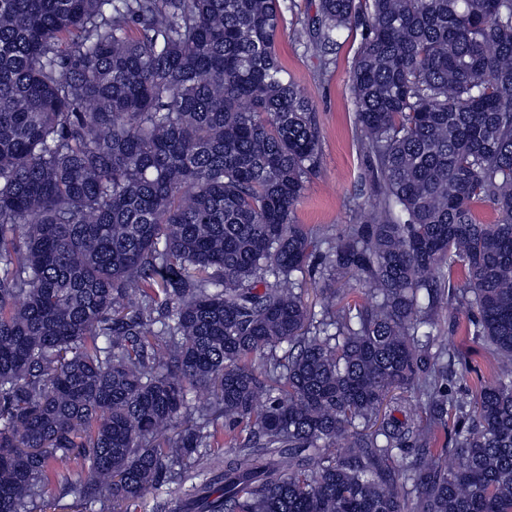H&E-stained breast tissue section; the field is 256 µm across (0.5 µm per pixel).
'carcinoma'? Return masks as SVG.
I'll use <instances>...</instances> for the list:
<instances>
[{"mask_svg": "<svg viewBox=\"0 0 512 512\" xmlns=\"http://www.w3.org/2000/svg\"><path fill=\"white\" fill-rule=\"evenodd\" d=\"M290 10L0 0V512L55 481L96 512L160 481L189 489L154 512H512V0L293 28L325 71L361 30L373 201L336 234L293 220L320 148ZM308 268L364 301L308 305ZM453 303L496 360L476 398L448 389ZM408 392L424 416L383 412ZM221 419L246 436L211 459Z\"/></svg>", "mask_w": 512, "mask_h": 512, "instance_id": "carcinoma-1", "label": "carcinoma"}]
</instances>
